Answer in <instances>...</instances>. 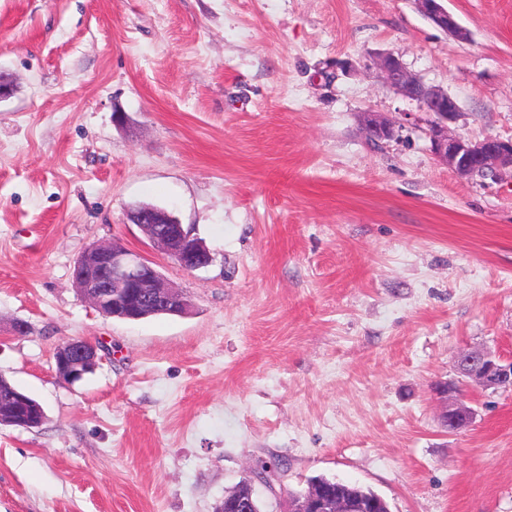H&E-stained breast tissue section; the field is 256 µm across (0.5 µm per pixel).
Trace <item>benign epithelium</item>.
Returning <instances> with one entry per match:
<instances>
[{
  "label": "benign epithelium",
  "mask_w": 512,
  "mask_h": 512,
  "mask_svg": "<svg viewBox=\"0 0 512 512\" xmlns=\"http://www.w3.org/2000/svg\"><path fill=\"white\" fill-rule=\"evenodd\" d=\"M419 11L437 28L459 39L469 37L446 0H414ZM377 65L389 87L415 101L430 116L428 137L434 155L458 174L467 177H497L512 174V139L487 136L472 140L456 133L450 124L459 113L457 101L448 92L426 84L391 53L379 56ZM360 122L370 141L379 145L395 136V124L379 112L360 113ZM128 221L139 226L154 247L186 271L196 270L209 261L204 247L184 230L171 215L159 209L132 210ZM73 282L78 293L105 316L139 320L156 308L172 315L188 312L190 303L155 268L154 262L119 240L89 246L77 259ZM100 357L97 348L83 339H72L56 352L58 377L74 383L94 369ZM461 380H469L485 390L512 388V358L487 351L462 349L455 355ZM458 390L454 382H439L434 392L443 401L440 423L444 432L454 434L470 426L474 410L448 396ZM43 409L30 404L16 392L11 411L0 415V426L37 428L44 422ZM377 503L332 495L325 483H312L300 496L288 500L287 512H372Z\"/></svg>",
  "instance_id": "7a95c632"
}]
</instances>
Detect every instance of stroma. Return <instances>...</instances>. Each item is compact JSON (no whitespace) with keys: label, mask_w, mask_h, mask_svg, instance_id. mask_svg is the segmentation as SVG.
<instances>
[{"label":"stroma","mask_w":512,"mask_h":512,"mask_svg":"<svg viewBox=\"0 0 512 512\" xmlns=\"http://www.w3.org/2000/svg\"><path fill=\"white\" fill-rule=\"evenodd\" d=\"M0 0V376L36 399L0 429V512H215L263 461L262 512L325 476L391 512H512V390L432 392L454 355L512 358V177L465 178L383 81L399 56L454 96V130L512 139V0ZM396 126L370 143L358 115ZM203 241L183 270L127 221ZM121 240L190 303L99 313L72 270ZM28 323L19 336L15 321ZM84 339L93 373L60 380ZM419 11L437 28L457 38L467 40L469 33L457 20L455 15L448 11L446 0H413ZM99 360L94 345L83 339H72L56 352V373L60 379L74 383L90 370H94ZM458 385L456 382L444 381L434 386V392L443 401V410L440 415V423L444 432L454 434L470 426L474 419V410L467 405L458 402H448V396L456 393ZM8 385H0L1 401L4 400L8 392ZM11 411L1 416L0 401V426H22L21 428H37L44 422L45 416L42 408L32 407L28 397L20 392H15L11 397Z\"/></svg>","instance_id":"1"}]
</instances>
